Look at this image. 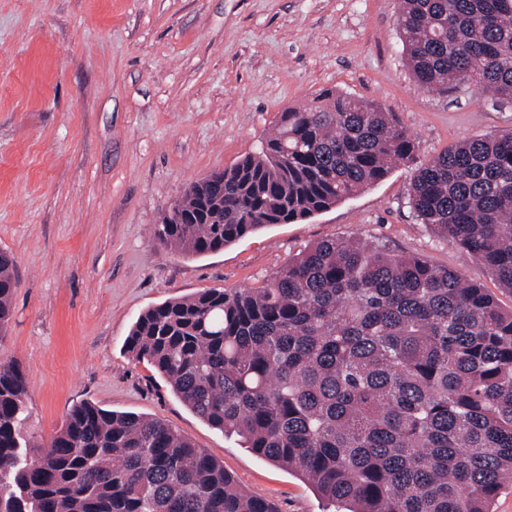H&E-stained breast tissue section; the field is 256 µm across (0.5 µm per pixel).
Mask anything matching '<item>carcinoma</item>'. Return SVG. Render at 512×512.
Returning <instances> with one entry per match:
<instances>
[{"instance_id":"cac0c4a2","label":"carcinoma","mask_w":512,"mask_h":512,"mask_svg":"<svg viewBox=\"0 0 512 512\" xmlns=\"http://www.w3.org/2000/svg\"><path fill=\"white\" fill-rule=\"evenodd\" d=\"M418 85L512 103V0H401ZM414 165L417 220L512 292V131L416 163L388 112L324 90L259 152L186 187L155 236L185 255L302 221ZM14 260L0 252V331ZM197 416L340 512H493L512 481V308L455 269L359 238L313 243L259 288L144 312L126 342ZM27 380L0 362V512H277L143 414L73 406L49 449L22 436Z\"/></svg>"}]
</instances>
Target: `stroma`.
I'll return each mask as SVG.
<instances>
[{
	"label": "stroma",
	"instance_id": "1",
	"mask_svg": "<svg viewBox=\"0 0 512 512\" xmlns=\"http://www.w3.org/2000/svg\"><path fill=\"white\" fill-rule=\"evenodd\" d=\"M397 0H0V251L13 256L0 361L28 385L24 432L48 447L73 405L158 419L278 512H326L302 478L189 410L126 350L138 317L205 288H257L315 241L357 237L461 271L488 269L418 223L400 166L332 208L185 257L155 226L185 187L254 153L279 112L330 89L379 105L426 160L512 129L470 84L414 81Z\"/></svg>",
	"mask_w": 512,
	"mask_h": 512
}]
</instances>
